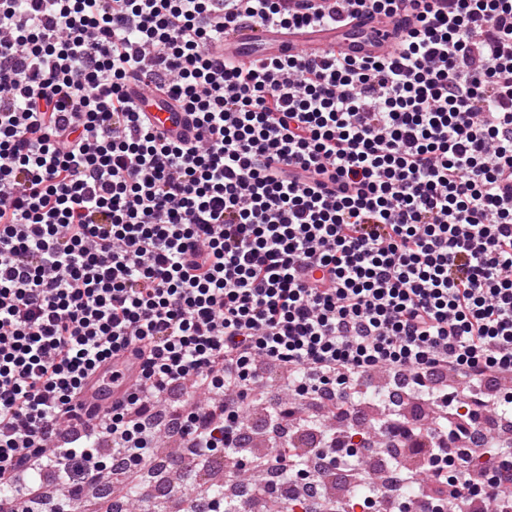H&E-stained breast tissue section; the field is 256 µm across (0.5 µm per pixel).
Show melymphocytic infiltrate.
<instances>
[{"instance_id": "obj_1", "label": "lymphocytic infiltrate", "mask_w": 512, "mask_h": 512, "mask_svg": "<svg viewBox=\"0 0 512 512\" xmlns=\"http://www.w3.org/2000/svg\"><path fill=\"white\" fill-rule=\"evenodd\" d=\"M416 14L395 54L301 53L239 67L212 53L242 22L343 26ZM150 62L196 140L131 101ZM113 359L133 384L84 431L66 421ZM286 370L273 418L319 430L299 401L347 411L370 374L433 409L387 402L368 433L415 443L402 484L446 512H512V444L478 429L487 380L512 379V0H0V488L44 505L142 470L162 435L196 469L215 450L325 484L310 449L245 452L262 367ZM461 384L454 397L437 381ZM201 398L166 409L174 388ZM112 441L100 455L99 437Z\"/></svg>"}]
</instances>
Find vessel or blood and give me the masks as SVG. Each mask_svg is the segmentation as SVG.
I'll list each match as a JSON object with an SVG mask.
<instances>
[{
	"label": "vessel or blood",
	"mask_w": 512,
	"mask_h": 512,
	"mask_svg": "<svg viewBox=\"0 0 512 512\" xmlns=\"http://www.w3.org/2000/svg\"><path fill=\"white\" fill-rule=\"evenodd\" d=\"M397 30L393 19L383 15L357 17L344 32L322 26L299 32L254 23H242L224 34V53L246 60L303 51L316 57L339 55L349 59L383 56L396 45ZM138 106L146 112L152 124L174 137L194 138L197 127L193 117L179 111L172 101L158 96L150 80L133 82ZM118 388L90 383L84 401L99 409L111 407Z\"/></svg>",
	"instance_id": "vessel-or-blood-1"
}]
</instances>
